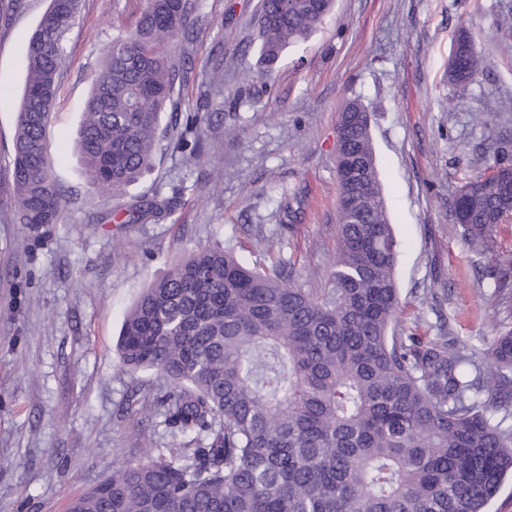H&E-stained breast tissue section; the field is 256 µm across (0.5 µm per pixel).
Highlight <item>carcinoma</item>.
<instances>
[{
  "label": "carcinoma",
  "instance_id": "1",
  "mask_svg": "<svg viewBox=\"0 0 512 512\" xmlns=\"http://www.w3.org/2000/svg\"><path fill=\"white\" fill-rule=\"evenodd\" d=\"M332 4L259 0L258 68L273 71ZM78 9L51 0L29 42L11 176L18 223L30 229L67 206L46 130ZM197 11L198 0H146L134 28L112 39L77 137L93 188L124 195L151 170L184 66L171 46ZM344 136L362 171L339 195L361 205L354 215L338 206L330 287L313 294L222 247L175 262L125 315L118 355L173 383L159 404L184 447L163 452L144 436L139 457L70 512H487L512 473V426L494 420L512 404V329L480 361L454 338L398 331L397 241L370 127ZM471 183L456 216L464 238L489 251L490 218L512 187L484 173ZM166 211L140 196L123 223Z\"/></svg>",
  "mask_w": 512,
  "mask_h": 512
}]
</instances>
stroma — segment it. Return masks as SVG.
Instances as JSON below:
<instances>
[{"label":"stroma","instance_id":"35a3bbf8","mask_svg":"<svg viewBox=\"0 0 512 512\" xmlns=\"http://www.w3.org/2000/svg\"><path fill=\"white\" fill-rule=\"evenodd\" d=\"M48 4L0 0V512H67L142 434L178 447L155 409L169 381L126 372L116 351L125 311L174 261L220 245L251 267L281 264L298 287H328L336 124L348 101L373 114L400 329L425 342L445 331L478 354L512 329V299L495 297L490 276L512 259V218L486 252L453 216L458 190L479 174L473 157L512 153V25L500 22L512 0H335L266 79L249 24L258 0H200L193 33L174 44L185 63L178 109L163 117L170 131L141 186L174 212L138 224L105 221L128 200L91 188L75 138L105 51L144 0H81L48 129L69 202L58 223L30 230L15 220L10 161L28 43ZM462 32L485 67L452 85L448 59ZM191 112L201 117V163L178 142Z\"/></svg>","mask_w":512,"mask_h":512}]
</instances>
